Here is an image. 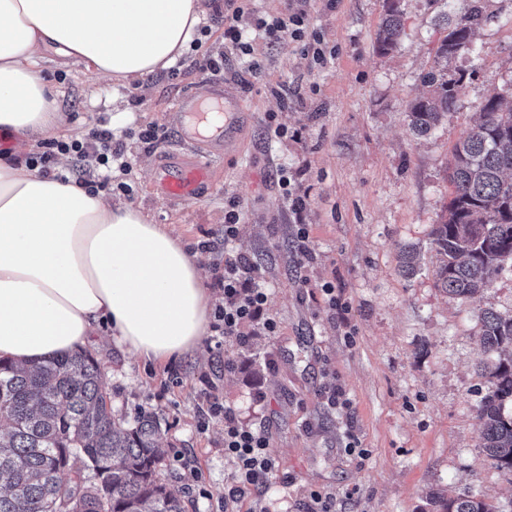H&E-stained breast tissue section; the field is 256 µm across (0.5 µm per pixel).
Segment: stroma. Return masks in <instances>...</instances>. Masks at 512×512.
Masks as SVG:
<instances>
[{"label":"stroma","mask_w":512,"mask_h":512,"mask_svg":"<svg viewBox=\"0 0 512 512\" xmlns=\"http://www.w3.org/2000/svg\"><path fill=\"white\" fill-rule=\"evenodd\" d=\"M206 12L182 54L183 65L124 86L91 81L82 66L49 55L41 73L57 94L64 140L87 138L99 124L130 130L126 199L189 249L211 245L199 261L210 305L222 301L216 281L224 261V211L242 209L234 250L256 264L267 288V315L277 335L251 329L247 346L208 332L177 359L144 362L97 335V360L115 414L153 413L165 456L159 477L182 491L186 512H310L312 492L332 499L335 512H424L432 493L479 492L500 512H512V475L481 453L477 407L487 391L478 373L484 310L512 314V268L479 296L448 298L433 271L432 232L452 186L450 153L472 127L494 90L512 89V0H484L488 22L472 54L450 69L467 73L456 107L435 130L417 136L407 102L423 92L434 52L470 0H402L397 50H375L385 0H305L309 28L333 58L311 66L297 44L255 39L260 75L228 59L222 79L241 92L248 113L237 138L215 161L216 177L192 205L163 200L161 166L180 152L168 113L173 101L205 77L197 60L224 49V0H202ZM288 128H267V115ZM154 125L167 134L149 149L136 133ZM287 173L305 196L294 215L278 180ZM304 222L305 243L296 239ZM419 255L414 275L401 270L406 249ZM349 302L348 317L328 304ZM357 330L346 344L347 326ZM342 386L348 407L333 409L325 391ZM245 423L264 421L276 461L260 496L229 500L233 466L224 457V423L202 422L209 396ZM355 434L362 453L349 452Z\"/></svg>","instance_id":"35a3bbf8"}]
</instances>
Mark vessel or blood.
Returning <instances> with one entry per match:
<instances>
[{"label":"vessel or blood","instance_id":"b4317fda","mask_svg":"<svg viewBox=\"0 0 512 512\" xmlns=\"http://www.w3.org/2000/svg\"><path fill=\"white\" fill-rule=\"evenodd\" d=\"M245 103L221 79L206 83L205 93L189 91L179 96L169 113L181 144L196 152L193 160L174 156L161 172L162 196L169 202L195 203L212 184V159L221 157L225 143L234 137Z\"/></svg>","mask_w":512,"mask_h":512}]
</instances>
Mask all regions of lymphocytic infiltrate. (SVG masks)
I'll return each instance as SVG.
<instances>
[{
    "label": "lymphocytic infiltrate",
    "mask_w": 512,
    "mask_h": 512,
    "mask_svg": "<svg viewBox=\"0 0 512 512\" xmlns=\"http://www.w3.org/2000/svg\"><path fill=\"white\" fill-rule=\"evenodd\" d=\"M258 33L266 40L277 43L283 40L299 45L302 55L314 64L328 62L327 53L317 33L311 32L306 22V12L291 8L276 14H256L252 0H224V50L204 58L203 65L214 72L223 70L229 55L250 57L249 70L259 73L261 65L252 60L250 33ZM67 154L73 159V172L79 184L96 192L108 186L113 167L130 170L125 161L122 143L116 142L115 133L109 128L94 129L85 140H51L40 152L27 159V165L41 175H50L57 154ZM259 269L242 255H225L224 272L217 286L221 288L223 302L215 311L213 328L224 338L239 345H247L246 327L255 320H263L269 334H276L279 325L275 319H262L268 301L265 289L256 286ZM203 419L220 418L224 421V456L234 466L231 496L242 497L263 487L276 468V461L268 451L269 436L264 426L246 424L239 420L233 409L218 402L208 404L202 412Z\"/></svg>",
    "instance_id": "f902f5d3"
}]
</instances>
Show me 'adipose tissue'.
Instances as JSON below:
<instances>
[{"label": "adipose tissue", "mask_w": 512, "mask_h": 512, "mask_svg": "<svg viewBox=\"0 0 512 512\" xmlns=\"http://www.w3.org/2000/svg\"><path fill=\"white\" fill-rule=\"evenodd\" d=\"M200 0H0V358L31 366L99 327L148 361L199 346L209 296L197 255L129 203L40 175L19 157L59 130L46 53L132 84L169 67Z\"/></svg>", "instance_id": "1"}]
</instances>
